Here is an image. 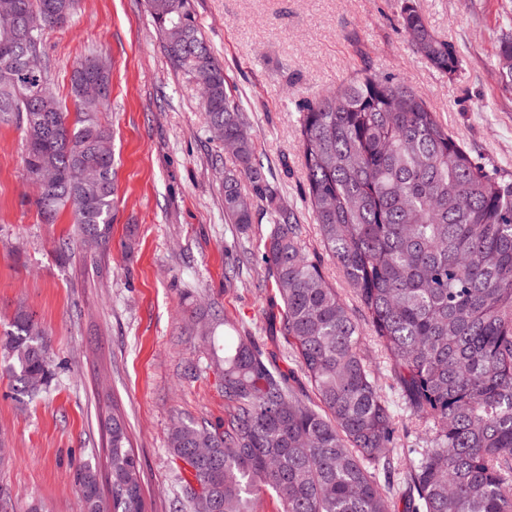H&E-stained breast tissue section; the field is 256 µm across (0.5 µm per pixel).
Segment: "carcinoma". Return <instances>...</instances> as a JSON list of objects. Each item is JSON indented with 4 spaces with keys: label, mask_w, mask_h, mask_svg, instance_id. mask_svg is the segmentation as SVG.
<instances>
[{
    "label": "carcinoma",
    "mask_w": 512,
    "mask_h": 512,
    "mask_svg": "<svg viewBox=\"0 0 512 512\" xmlns=\"http://www.w3.org/2000/svg\"><path fill=\"white\" fill-rule=\"evenodd\" d=\"M171 66L202 91L213 137L232 145L224 218L247 232L269 216L259 248L281 305L295 385L244 330L224 337V430L176 422L169 452L187 466L191 512H396L380 467L409 434H422L403 471L407 512H512V172L466 148L437 112L396 75L358 71L308 98L298 128L307 200L322 246L359 303L363 322L306 254L304 228L257 159L249 118L229 89L190 0H147ZM77 0H0V122L23 133L27 180L41 220L69 208L81 238L109 249L115 172L97 152L112 132L100 117L110 93L80 94L97 54L73 71L74 110L59 99L44 57V29L65 25ZM42 28L29 34L31 15ZM399 28L434 68L460 60L436 38L413 0ZM498 75L512 87V30L502 34ZM247 182L248 193L241 183ZM368 325L390 383L361 343ZM0 370L16 395L47 391L48 334L16 310L0 339ZM109 499L98 463L75 477L85 512H146L141 468L121 415L106 422Z\"/></svg>",
    "instance_id": "1"
}]
</instances>
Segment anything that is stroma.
Wrapping results in <instances>:
<instances>
[{
	"mask_svg": "<svg viewBox=\"0 0 512 512\" xmlns=\"http://www.w3.org/2000/svg\"><path fill=\"white\" fill-rule=\"evenodd\" d=\"M429 29L461 59L435 69L397 25L402 0H192L224 74L248 113L258 157L304 226L307 254L327 280L351 292L323 255L305 199L296 131L300 100L335 88L363 68L403 77L473 154L512 169V91L498 78L499 39L512 0H414ZM108 57L116 192L108 253L83 245L70 212L42 223L24 199L23 135L0 124V335L18 306L49 334L56 378L40 400L22 402L0 374V512H83L73 482L99 462L108 483L104 421L119 410L141 463L149 512H177L182 462L167 448L177 420L220 426V370L196 334L219 310L255 333L282 369L278 299L265 276L257 214L248 233L224 219V171L200 91L165 57L145 0H79L70 22L45 33L52 85L70 102L71 76L89 51ZM68 241L67 251L58 244ZM240 267L238 282L224 279Z\"/></svg>",
	"mask_w": 512,
	"mask_h": 512,
	"instance_id": "35a3bbf8",
	"label": "stroma"
}]
</instances>
